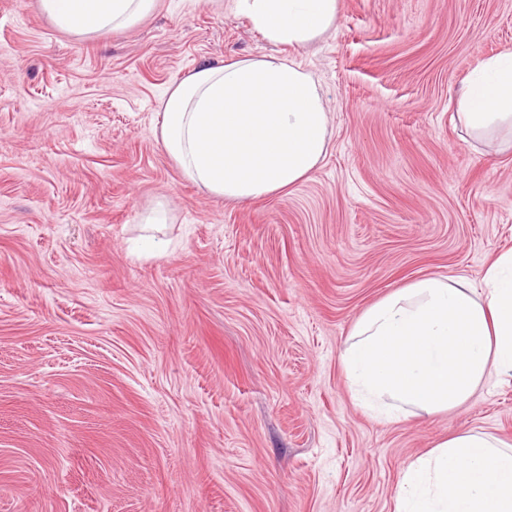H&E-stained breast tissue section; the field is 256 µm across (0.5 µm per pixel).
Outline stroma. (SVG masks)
<instances>
[{
	"label": "stroma",
	"instance_id": "obj_1",
	"mask_svg": "<svg viewBox=\"0 0 512 512\" xmlns=\"http://www.w3.org/2000/svg\"><path fill=\"white\" fill-rule=\"evenodd\" d=\"M507 49L512 0H340L304 48L213 0L91 37L0 0V512H395L438 442L512 444V380L386 420L340 364L372 303L431 273L482 288L512 249V152L450 108ZM247 56L302 62L331 139L293 190L234 202L153 130L171 85Z\"/></svg>",
	"mask_w": 512,
	"mask_h": 512
}]
</instances>
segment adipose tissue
Instances as JSON below:
<instances>
[{
	"label": "adipose tissue",
	"mask_w": 512,
	"mask_h": 512,
	"mask_svg": "<svg viewBox=\"0 0 512 512\" xmlns=\"http://www.w3.org/2000/svg\"><path fill=\"white\" fill-rule=\"evenodd\" d=\"M156 0H39L62 31L90 37L141 21ZM268 42L307 46L332 28L339 0H228ZM454 118L477 142L512 150V49L461 82ZM154 131L182 175L228 201L279 195L308 179L327 154L323 92L287 58L203 64L171 86ZM361 407L392 417L462 407L497 374L512 378V251L482 289L443 274L422 277L368 307L341 353ZM395 512H512V445L465 431L408 464Z\"/></svg>",
	"instance_id": "1"
}]
</instances>
